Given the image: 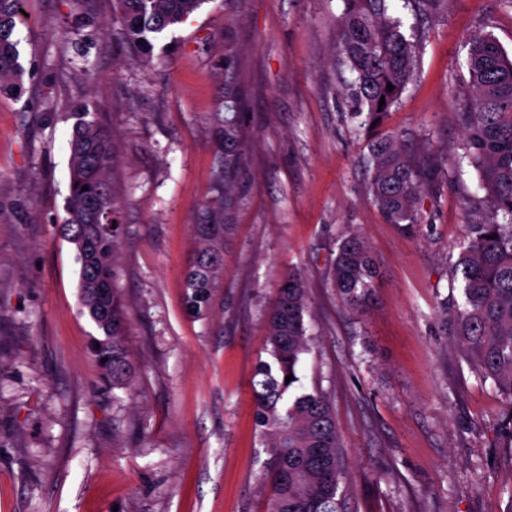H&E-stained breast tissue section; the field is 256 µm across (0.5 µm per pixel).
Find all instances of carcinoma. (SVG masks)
I'll use <instances>...</instances> for the list:
<instances>
[{
	"label": "carcinoma",
	"mask_w": 512,
	"mask_h": 512,
	"mask_svg": "<svg viewBox=\"0 0 512 512\" xmlns=\"http://www.w3.org/2000/svg\"><path fill=\"white\" fill-rule=\"evenodd\" d=\"M391 0H344L338 18V55L355 75L349 93L365 115L364 125L380 126L411 81L417 45L393 13ZM20 0H0V92L12 91L22 75L15 31ZM126 19L127 39L151 64L152 40L175 27L205 0H116ZM469 80L459 92L456 121L464 157L480 173L489 215L470 224L467 246L453 264L461 301L443 304V334L452 336L480 376L512 403V59L489 34L469 40ZM393 85L387 91V85ZM385 105H379L380 98ZM208 131L216 148L213 181L219 195L203 206L192 225L195 246L183 275L187 311L203 316L214 307L224 277V245L235 225L228 223L227 194L242 159L237 115L212 113ZM68 218L61 233L76 246L80 302L103 333L93 353L112 387L131 389L135 369L126 349V315L114 288L121 224L112 195L114 160L111 134L97 120L84 121L70 142ZM369 192L385 221L406 232L418 226L424 186L447 169L448 156L416 161L401 136L369 144ZM377 268L362 237L350 234L337 247L332 284L352 310L372 296ZM304 279L288 272L279 284L267 317L265 345L274 363L254 371V424L270 455L261 476L269 490L266 512H343L340 487L349 480L342 463L343 443L329 399L315 388L299 393L298 365L309 351L304 314ZM293 375L291 381L285 377Z\"/></svg>",
	"instance_id": "carcinoma-1"
}]
</instances>
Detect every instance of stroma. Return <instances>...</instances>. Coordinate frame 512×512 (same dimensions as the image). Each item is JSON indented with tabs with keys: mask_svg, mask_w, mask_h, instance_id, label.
Masks as SVG:
<instances>
[{
	"mask_svg": "<svg viewBox=\"0 0 512 512\" xmlns=\"http://www.w3.org/2000/svg\"><path fill=\"white\" fill-rule=\"evenodd\" d=\"M21 7L24 74L0 95V512H264L251 378L270 358L267 312L291 269L312 338L299 386L333 407L352 477L344 512H507L512 404L443 336L439 306L468 225L488 216L455 121L469 40L492 35L512 57V0H441L422 15L397 0L416 67L374 132L337 53L343 0H205L155 42L150 68L113 0ZM232 96L244 139L235 230L216 304L197 317L182 272L216 194L202 118ZM83 107L114 142L131 393L91 354L99 330L80 312L76 248L59 233ZM377 134L448 156L417 233L386 223L371 198ZM351 233L379 267L360 311L330 277Z\"/></svg>",
	"mask_w": 512,
	"mask_h": 512,
	"instance_id": "obj_1",
	"label": "stroma"
}]
</instances>
